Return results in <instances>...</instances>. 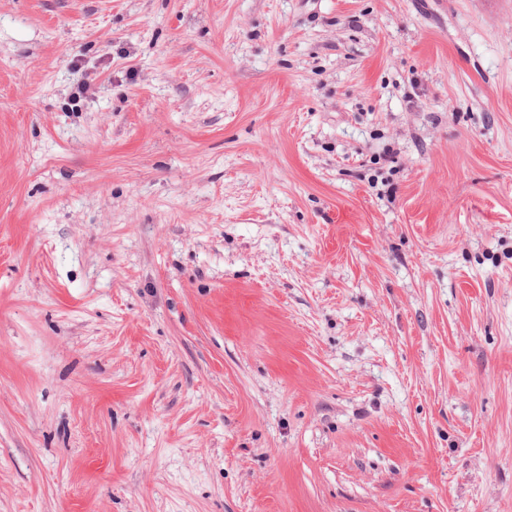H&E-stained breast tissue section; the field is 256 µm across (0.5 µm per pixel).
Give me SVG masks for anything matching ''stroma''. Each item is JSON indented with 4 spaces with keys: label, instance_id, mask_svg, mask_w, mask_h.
Wrapping results in <instances>:
<instances>
[{
    "label": "stroma",
    "instance_id": "stroma-1",
    "mask_svg": "<svg viewBox=\"0 0 512 512\" xmlns=\"http://www.w3.org/2000/svg\"><path fill=\"white\" fill-rule=\"evenodd\" d=\"M0 512H512V0H0Z\"/></svg>",
    "mask_w": 512,
    "mask_h": 512
}]
</instances>
